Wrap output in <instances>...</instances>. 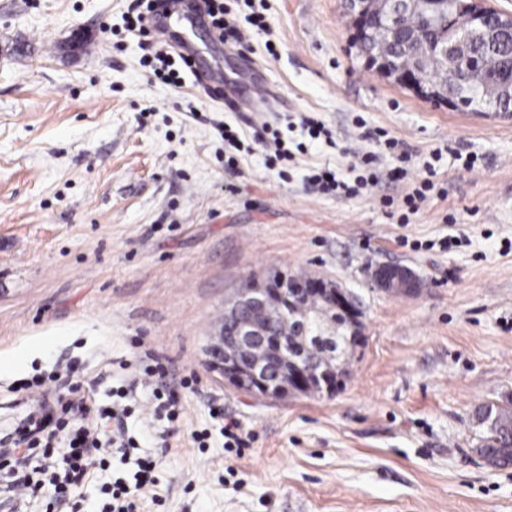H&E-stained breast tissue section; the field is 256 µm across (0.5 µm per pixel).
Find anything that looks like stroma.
Here are the masks:
<instances>
[{"mask_svg": "<svg viewBox=\"0 0 512 512\" xmlns=\"http://www.w3.org/2000/svg\"><path fill=\"white\" fill-rule=\"evenodd\" d=\"M133 0H0V449L40 397L118 409L132 441L54 508L51 488L18 512H101L140 462L153 485L137 512H512V465L475 453L479 408L512 398V116L425 100L371 68L344 0H247L267 17L251 50L212 40L205 20H168L227 80L250 69L282 100L256 112L211 99L193 75L149 80ZM276 55H269L266 41ZM330 138L311 139L301 116ZM251 146L224 167L215 126ZM280 133L292 160L267 168ZM399 140L394 179L376 134ZM363 195L309 189L313 170ZM432 162L435 186L409 223L382 207ZM400 264L411 296L374 287ZM304 272L352 297L363 328L332 393L274 399L226 386L205 363L224 302L250 277ZM167 366L177 421L153 414L141 374ZM245 447H226L223 421ZM375 157L372 155H365L362 158L361 164L363 166V174L356 178L355 185L351 186L344 181L336 178V172L330 169H321L308 176L307 183L312 190L322 194H339L340 191L348 196H356L360 190L366 188L368 185H373L378 181L376 171L370 167Z\"/></svg>", "mask_w": 512, "mask_h": 512, "instance_id": "obj_1", "label": "stroma"}]
</instances>
